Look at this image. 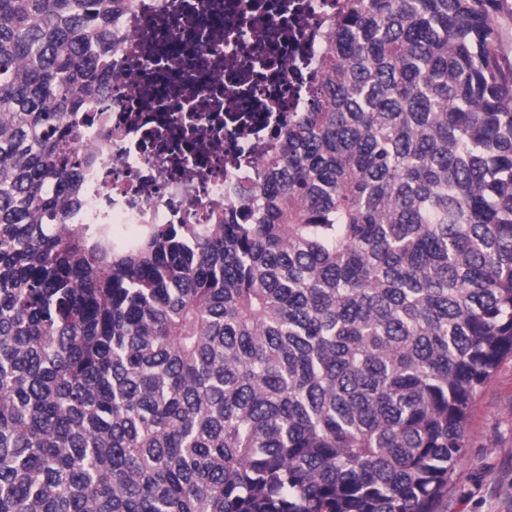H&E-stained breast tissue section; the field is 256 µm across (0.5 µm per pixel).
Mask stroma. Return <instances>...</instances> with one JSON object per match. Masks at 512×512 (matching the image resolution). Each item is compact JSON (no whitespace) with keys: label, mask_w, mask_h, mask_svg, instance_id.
Wrapping results in <instances>:
<instances>
[{"label":"stroma","mask_w":512,"mask_h":512,"mask_svg":"<svg viewBox=\"0 0 512 512\" xmlns=\"http://www.w3.org/2000/svg\"><path fill=\"white\" fill-rule=\"evenodd\" d=\"M443 512H512V355L473 403Z\"/></svg>","instance_id":"stroma-1"}]
</instances>
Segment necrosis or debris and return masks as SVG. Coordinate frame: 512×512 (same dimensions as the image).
I'll use <instances>...</instances> for the list:
<instances>
[{
	"mask_svg": "<svg viewBox=\"0 0 512 512\" xmlns=\"http://www.w3.org/2000/svg\"><path fill=\"white\" fill-rule=\"evenodd\" d=\"M336 0H133L79 113L85 196L70 223L205 224L259 180L322 65Z\"/></svg>",
	"mask_w": 512,
	"mask_h": 512,
	"instance_id": "1",
	"label": "necrosis or debris"
}]
</instances>
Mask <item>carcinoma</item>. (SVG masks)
Instances as JSON below:
<instances>
[{
  "mask_svg": "<svg viewBox=\"0 0 512 512\" xmlns=\"http://www.w3.org/2000/svg\"><path fill=\"white\" fill-rule=\"evenodd\" d=\"M501 0H342L242 205L116 243L74 114L128 0H0V512H440L512 354Z\"/></svg>",
  "mask_w": 512,
  "mask_h": 512,
  "instance_id": "cac0c4a2",
  "label": "carcinoma"
}]
</instances>
